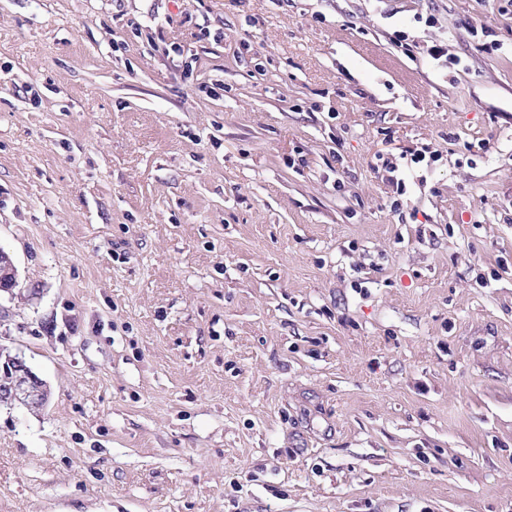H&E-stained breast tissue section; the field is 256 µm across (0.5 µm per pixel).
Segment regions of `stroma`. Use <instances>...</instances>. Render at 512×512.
Returning <instances> with one entry per match:
<instances>
[{
    "label": "stroma",
    "instance_id": "obj_1",
    "mask_svg": "<svg viewBox=\"0 0 512 512\" xmlns=\"http://www.w3.org/2000/svg\"><path fill=\"white\" fill-rule=\"evenodd\" d=\"M0 249V512H512L499 0H0ZM471 35L476 40L478 49L488 55H495L503 47L499 40L490 39L496 36L495 31L490 26L481 25L480 28H472ZM4 358L0 362L4 375L0 378V403L17 402L33 409L45 406L48 400L46 384L33 372L25 358L9 353Z\"/></svg>",
    "mask_w": 512,
    "mask_h": 512
}]
</instances>
